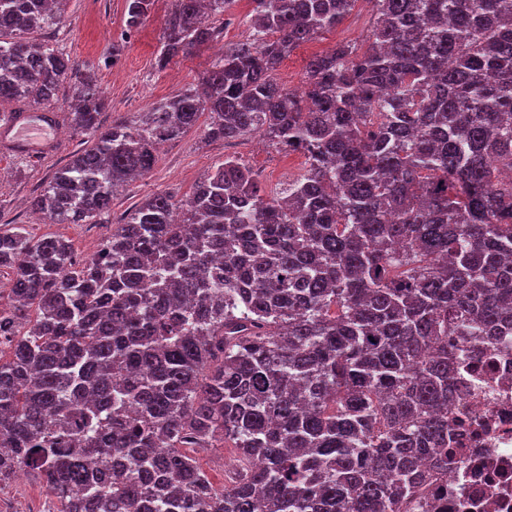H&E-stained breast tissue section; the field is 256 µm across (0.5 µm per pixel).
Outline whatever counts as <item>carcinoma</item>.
Here are the masks:
<instances>
[{"label":"carcinoma","instance_id":"cac0c4a2","mask_svg":"<svg viewBox=\"0 0 512 512\" xmlns=\"http://www.w3.org/2000/svg\"><path fill=\"white\" fill-rule=\"evenodd\" d=\"M235 2L174 0L159 68ZM252 2L197 84L104 128L92 77L31 37L53 0H0V126L76 85L88 146L33 202L52 223H99L204 114L306 157L279 197L227 157L84 260L0 229V480L36 473L60 512H430L459 349L512 334V0H369L367 48L312 56L300 95L274 72L358 0ZM154 4L125 0L126 31ZM208 446L235 455L220 489Z\"/></svg>","mask_w":512,"mask_h":512}]
</instances>
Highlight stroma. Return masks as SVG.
I'll use <instances>...</instances> for the list:
<instances>
[{"label":"stroma","instance_id":"1","mask_svg":"<svg viewBox=\"0 0 512 512\" xmlns=\"http://www.w3.org/2000/svg\"><path fill=\"white\" fill-rule=\"evenodd\" d=\"M123 7V0H67L58 24L40 34L79 70L94 74L107 103L101 117L107 127L115 121L134 120L153 103L197 82L221 59V45L248 37L253 4L251 0H236L216 42L173 58L163 69L157 67L156 56L172 0H156L148 19L129 35L124 32ZM373 21L370 0H358L335 31L302 44L284 59L276 73L277 81L288 89L302 85L309 58L336 44L367 46ZM207 123V117H200L197 125L180 138L163 144L152 171L120 188L98 224L39 222L32 209L35 196L82 148L83 136L73 134L66 122H59L46 132L47 148L38 155L14 153L9 141H0V225L20 224L35 236L62 237L71 243L78 258L86 259L97 251L113 225L120 223L135 206L159 192L171 193L178 199L184 197L224 158H237L251 168L271 197L281 195L289 180L305 167L304 156L278 151L257 136L229 143L206 139ZM10 505L13 512H58L60 507L41 479L33 474L27 475Z\"/></svg>","mask_w":512,"mask_h":512}]
</instances>
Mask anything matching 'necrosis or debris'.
Here are the masks:
<instances>
[{"instance_id": "4bbe7bcc", "label": "necrosis or debris", "mask_w": 512, "mask_h": 512, "mask_svg": "<svg viewBox=\"0 0 512 512\" xmlns=\"http://www.w3.org/2000/svg\"><path fill=\"white\" fill-rule=\"evenodd\" d=\"M480 349L471 380L448 406L459 450L442 479L448 512H512V336Z\"/></svg>"}]
</instances>
